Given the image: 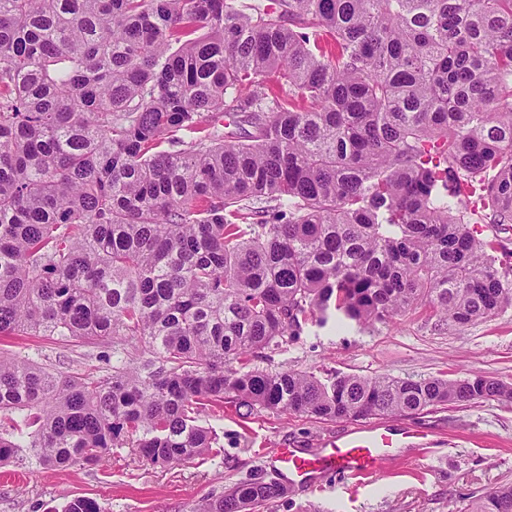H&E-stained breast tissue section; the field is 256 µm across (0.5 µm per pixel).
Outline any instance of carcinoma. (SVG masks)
<instances>
[{
  "label": "carcinoma",
  "mask_w": 512,
  "mask_h": 512,
  "mask_svg": "<svg viewBox=\"0 0 512 512\" xmlns=\"http://www.w3.org/2000/svg\"><path fill=\"white\" fill-rule=\"evenodd\" d=\"M508 230L512 0H0V335L110 346L100 374L0 356V465H179L227 408L512 404L479 375L255 365L331 311L512 307ZM284 494L254 477L190 512ZM457 512H512V484Z\"/></svg>",
  "instance_id": "1"
}]
</instances>
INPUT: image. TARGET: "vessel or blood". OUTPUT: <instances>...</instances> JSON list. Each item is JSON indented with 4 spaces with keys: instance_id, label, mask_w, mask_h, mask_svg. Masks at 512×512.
Here are the masks:
<instances>
[{
    "instance_id": "1",
    "label": "vessel or blood",
    "mask_w": 512,
    "mask_h": 512,
    "mask_svg": "<svg viewBox=\"0 0 512 512\" xmlns=\"http://www.w3.org/2000/svg\"><path fill=\"white\" fill-rule=\"evenodd\" d=\"M398 433L376 426L359 427L330 442L322 454L311 455L298 448H281L272 464L289 483H307L326 472H337L362 481L383 468L390 451L403 447Z\"/></svg>"
}]
</instances>
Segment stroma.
<instances>
[{
    "mask_svg": "<svg viewBox=\"0 0 512 512\" xmlns=\"http://www.w3.org/2000/svg\"><path fill=\"white\" fill-rule=\"evenodd\" d=\"M101 348L49 336H1L0 353L21 354L64 372L104 369ZM261 368L288 367L318 377L339 371L393 378L473 373L512 384V307L497 316L456 327L420 308L391 326L307 325L286 350ZM388 425L414 431L429 454L397 449L396 460L362 483L324 474L291 486L269 512H448L451 503L512 482V405L494 400L441 406L416 416H393ZM221 452L167 468L117 449L96 468H22L14 482L0 481V512H60L74 497L96 500L103 512H188L192 504L259 474L277 478L268 457L279 448L319 452L355 429L354 421H323L286 412L225 411L216 421Z\"/></svg>",
    "mask_w": 512,
    "mask_h": 512,
    "instance_id": "35a3bbf8",
    "label": "stroma"
}]
</instances>
